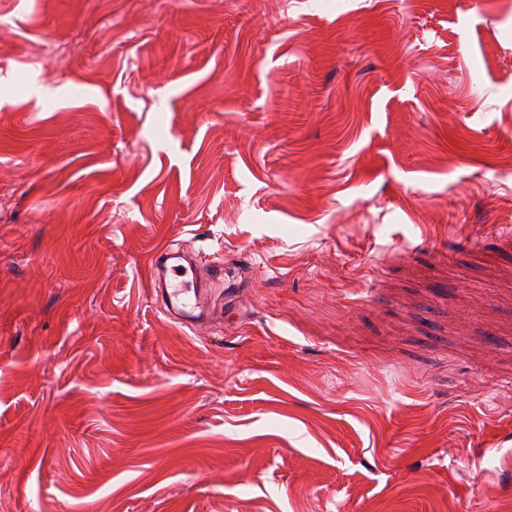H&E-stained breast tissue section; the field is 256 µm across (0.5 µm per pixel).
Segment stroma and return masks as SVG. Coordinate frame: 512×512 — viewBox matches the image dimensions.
Listing matches in <instances>:
<instances>
[{
  "mask_svg": "<svg viewBox=\"0 0 512 512\" xmlns=\"http://www.w3.org/2000/svg\"><path fill=\"white\" fill-rule=\"evenodd\" d=\"M506 224L512 0H0V512H512ZM177 258L174 252H165L155 257L151 264V288L160 297L166 313L174 320L188 325H199L208 319L212 312V297L219 290L216 283L223 286L221 292L224 299L237 295V288H230L219 270L211 276V280H203L199 276L198 265L188 260L187 266L181 263L171 265L168 262ZM168 272L172 278L167 282Z\"/></svg>",
  "mask_w": 512,
  "mask_h": 512,
  "instance_id": "stroma-1",
  "label": "stroma"
}]
</instances>
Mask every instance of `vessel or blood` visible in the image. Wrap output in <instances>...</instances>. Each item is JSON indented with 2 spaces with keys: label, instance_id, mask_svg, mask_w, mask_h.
Wrapping results in <instances>:
<instances>
[{
  "label": "vessel or blood",
  "instance_id": "b4317fda",
  "mask_svg": "<svg viewBox=\"0 0 512 512\" xmlns=\"http://www.w3.org/2000/svg\"><path fill=\"white\" fill-rule=\"evenodd\" d=\"M173 258V252L168 251L153 259L150 282L166 313L180 324L198 325L211 316L216 285H223L225 297H236V289L224 286L222 273L204 280L195 261L177 264Z\"/></svg>",
  "mask_w": 512,
  "mask_h": 512
}]
</instances>
